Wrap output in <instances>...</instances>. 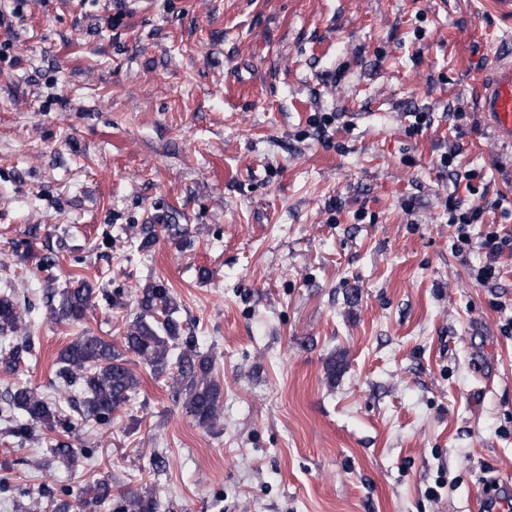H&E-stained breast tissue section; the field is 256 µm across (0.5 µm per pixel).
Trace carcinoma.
Wrapping results in <instances>:
<instances>
[{
    "label": "carcinoma",
    "mask_w": 512,
    "mask_h": 512,
    "mask_svg": "<svg viewBox=\"0 0 512 512\" xmlns=\"http://www.w3.org/2000/svg\"><path fill=\"white\" fill-rule=\"evenodd\" d=\"M122 293L98 291L87 282L61 292H46V311L58 321L80 322L101 298L118 304ZM139 312L128 324L123 348L88 331L75 337L58 353L56 376L64 391L81 389L83 412L100 424H108L124 403L140 387V378L128 366L125 353L138 357L156 377L171 379L176 396L184 397L186 413L200 426L212 427L220 417L222 387L213 376L211 358L200 351L198 338H184L179 304L162 281L147 283L138 297ZM29 307L11 292L0 294V334L27 333L31 322ZM32 350L30 338L12 347L3 357L12 370ZM0 415L13 423L11 433L19 439L30 437L37 427L54 430L64 426L56 406L27 386L15 385L5 390ZM94 503H103L111 512H157V490L129 492L112 499V487L101 481L89 489Z\"/></svg>",
    "instance_id": "cac0c4a2"
}]
</instances>
